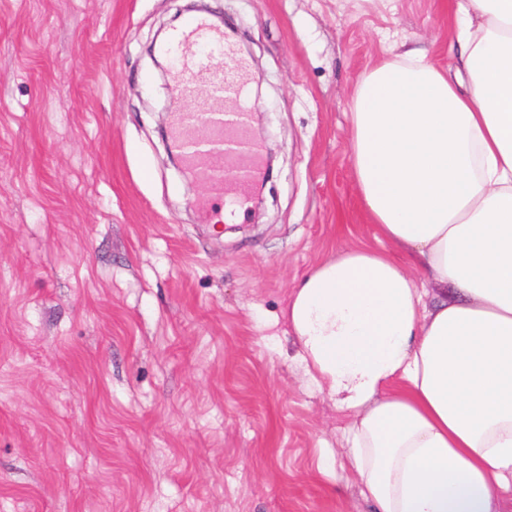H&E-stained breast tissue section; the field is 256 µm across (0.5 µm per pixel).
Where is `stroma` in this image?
Returning a JSON list of instances; mask_svg holds the SVG:
<instances>
[{
	"instance_id": "stroma-1",
	"label": "stroma",
	"mask_w": 512,
	"mask_h": 512,
	"mask_svg": "<svg viewBox=\"0 0 512 512\" xmlns=\"http://www.w3.org/2000/svg\"><path fill=\"white\" fill-rule=\"evenodd\" d=\"M188 0H0V512H373L284 311L373 245L353 92L444 0H204L261 83L264 205L183 181L150 49Z\"/></svg>"
}]
</instances>
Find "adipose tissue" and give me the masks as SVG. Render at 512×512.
<instances>
[{
	"label": "adipose tissue",
	"mask_w": 512,
	"mask_h": 512,
	"mask_svg": "<svg viewBox=\"0 0 512 512\" xmlns=\"http://www.w3.org/2000/svg\"><path fill=\"white\" fill-rule=\"evenodd\" d=\"M448 5L455 69L411 51L353 98L350 162L388 249L323 260L285 312L353 417L374 512H503L512 489V0Z\"/></svg>",
	"instance_id": "obj_1"
}]
</instances>
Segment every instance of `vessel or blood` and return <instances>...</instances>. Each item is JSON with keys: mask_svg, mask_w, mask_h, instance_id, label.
Masks as SVG:
<instances>
[{"mask_svg": "<svg viewBox=\"0 0 512 512\" xmlns=\"http://www.w3.org/2000/svg\"><path fill=\"white\" fill-rule=\"evenodd\" d=\"M165 51L174 60L193 63L191 73L180 69L174 73L184 97H195L202 90L208 93L205 118L191 121L178 116L173 121V138L188 148L185 156L187 172L218 190L224 187L225 174H234L239 196H246L261 170L260 149L252 146L233 155L200 149L205 142L228 141L243 136V97L249 81L245 60L225 39L223 30L213 27L207 18L198 15L184 20L180 32L166 45ZM227 107L235 112V122L223 125L212 121L213 113Z\"/></svg>", "mask_w": 512, "mask_h": 512, "instance_id": "obj_1", "label": "vessel or blood"}]
</instances>
